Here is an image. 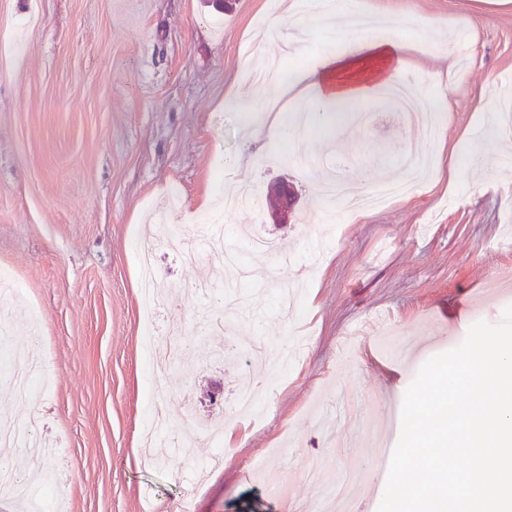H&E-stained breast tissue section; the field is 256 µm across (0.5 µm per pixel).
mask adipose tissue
Returning a JSON list of instances; mask_svg holds the SVG:
<instances>
[{
    "label": "adipose tissue",
    "instance_id": "adipose-tissue-1",
    "mask_svg": "<svg viewBox=\"0 0 512 512\" xmlns=\"http://www.w3.org/2000/svg\"><path fill=\"white\" fill-rule=\"evenodd\" d=\"M296 9L300 14L329 20L332 35L316 65L276 85L264 106L268 131L281 139L294 136L281 117L288 104L305 103L307 112L319 115L331 105L376 93V85L360 76L363 64L373 58L388 62L396 75L404 77L408 74L406 58L418 48L417 43L401 39L398 22L378 12L365 14L359 0H298Z\"/></svg>",
    "mask_w": 512,
    "mask_h": 512
}]
</instances>
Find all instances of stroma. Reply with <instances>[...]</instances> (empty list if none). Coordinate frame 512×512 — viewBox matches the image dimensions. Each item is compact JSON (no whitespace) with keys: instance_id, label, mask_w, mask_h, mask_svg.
<instances>
[{"instance_id":"35a3bbf8","label":"stroma","mask_w":512,"mask_h":512,"mask_svg":"<svg viewBox=\"0 0 512 512\" xmlns=\"http://www.w3.org/2000/svg\"><path fill=\"white\" fill-rule=\"evenodd\" d=\"M415 37L422 98L450 101L430 185L378 209L326 202L304 169L373 189L402 175L405 142L423 128L365 99L369 125L323 123L291 143L263 130L268 62L314 63L321 25L280 20L277 0H0V269L23 298L0 304L17 351L46 389L20 396L0 374V419L36 418L49 456L34 489L64 512H279L261 478L287 496L368 472L380 434L421 366L493 325L512 295L489 279L512 270V0H371ZM288 178V223L271 217L269 184ZM257 206L225 212L226 240L270 238L287 259L245 251L253 279L234 281L236 321L218 327L203 282H225L213 257L156 245L163 304L144 311L136 244L148 225L200 219L237 186ZM208 207H201L202 198ZM256 414L230 407L242 376ZM241 427L224 463L197 435L161 462L152 443L192 424Z\"/></svg>"}]
</instances>
